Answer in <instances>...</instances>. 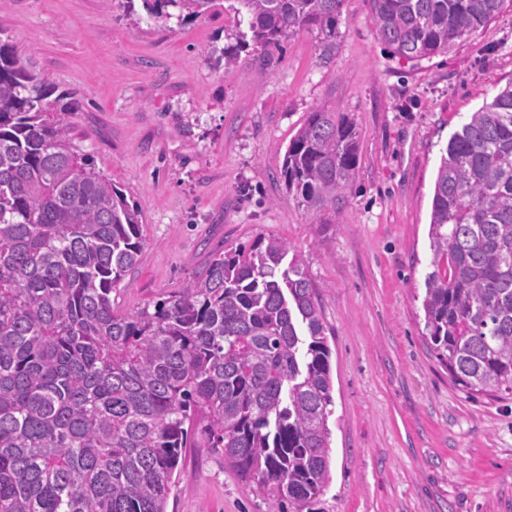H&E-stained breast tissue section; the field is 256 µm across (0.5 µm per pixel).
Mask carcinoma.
Masks as SVG:
<instances>
[{
    "label": "carcinoma",
    "mask_w": 512,
    "mask_h": 512,
    "mask_svg": "<svg viewBox=\"0 0 512 512\" xmlns=\"http://www.w3.org/2000/svg\"><path fill=\"white\" fill-rule=\"evenodd\" d=\"M199 18L219 0H144ZM255 41L320 35L342 0H235ZM509 0H370L406 60L444 53ZM66 94L0 39V512H166L186 448L223 454L285 512L330 479L331 350L317 285L291 246L213 256L178 294L124 312L112 290L141 255L139 204L72 145ZM354 123L315 106L288 145V191L319 223L358 162ZM424 339L451 381L512 394V82L448 142L437 173ZM305 330L307 340L299 337Z\"/></svg>",
    "instance_id": "obj_1"
}]
</instances>
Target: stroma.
<instances>
[{"instance_id":"35a3bbf8","label":"stroma","mask_w":512,"mask_h":512,"mask_svg":"<svg viewBox=\"0 0 512 512\" xmlns=\"http://www.w3.org/2000/svg\"><path fill=\"white\" fill-rule=\"evenodd\" d=\"M216 14L151 19L143 0H0V24L67 92L73 144L141 206L144 247L112 297L173 296L213 255L286 239L319 287L331 349L330 483L311 512H512V396H471L424 343L431 206L451 136L512 81V7L419 61L392 55L368 0L319 36L255 44ZM238 62H220L223 49ZM350 118L359 166L333 223L280 177L315 105ZM166 512H277L208 448H189Z\"/></svg>"}]
</instances>
